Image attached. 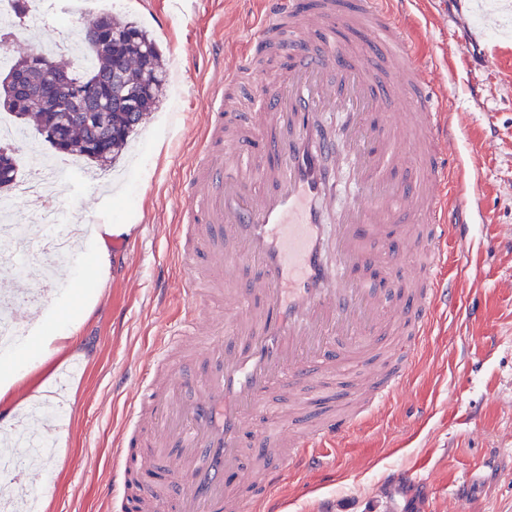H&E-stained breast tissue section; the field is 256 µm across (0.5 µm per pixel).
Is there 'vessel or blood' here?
I'll use <instances>...</instances> for the list:
<instances>
[{
	"label": "vessel or blood",
	"mask_w": 512,
	"mask_h": 512,
	"mask_svg": "<svg viewBox=\"0 0 512 512\" xmlns=\"http://www.w3.org/2000/svg\"><path fill=\"white\" fill-rule=\"evenodd\" d=\"M411 27L393 0H270L249 55L212 73L214 109L185 178L184 314L128 405L151 450L113 452L115 477L165 476L142 489L137 512H280L290 477L383 414L439 309L456 306L459 284L438 270L477 199L448 197L460 135L441 79L412 54ZM272 46L291 60L287 80L261 86L254 111L226 113L227 91ZM396 262L401 296L360 273ZM340 369L360 373L347 408L311 416L306 398L330 405L323 380ZM42 445L14 434L25 460L14 479Z\"/></svg>",
	"instance_id": "obj_1"
}]
</instances>
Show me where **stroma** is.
Segmentation results:
<instances>
[{"label":"stroma","instance_id":"1","mask_svg":"<svg viewBox=\"0 0 512 512\" xmlns=\"http://www.w3.org/2000/svg\"><path fill=\"white\" fill-rule=\"evenodd\" d=\"M504 0H408L424 65L447 82L463 131L458 159L481 208L465 244L448 245L446 277L458 308L438 317L409 382L385 414L366 419L329 457L294 475L282 512H512V12ZM262 0H186L170 20L164 0H124L117 14L156 39L168 76L193 92L163 91L135 134L141 160L119 156L111 192L100 183L59 196L76 217L130 224L127 254L80 334L96 357L72 376L58 411L65 441L35 492L43 512H122L112 450L127 432L130 376L181 311L172 250L185 175L208 121L207 77L244 50L241 28ZM423 470L416 481L405 474Z\"/></svg>","mask_w":512,"mask_h":512}]
</instances>
